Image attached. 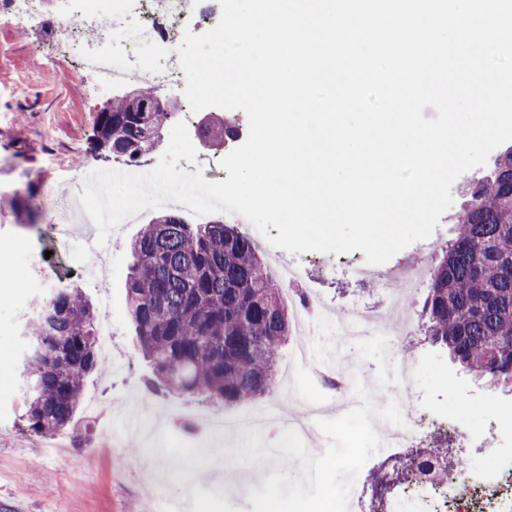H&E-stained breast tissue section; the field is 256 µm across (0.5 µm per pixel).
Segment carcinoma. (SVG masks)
I'll list each match as a JSON object with an SVG mask.
<instances>
[{
  "label": "carcinoma",
  "instance_id": "cac0c4a2",
  "mask_svg": "<svg viewBox=\"0 0 512 512\" xmlns=\"http://www.w3.org/2000/svg\"><path fill=\"white\" fill-rule=\"evenodd\" d=\"M138 108L133 98H113L112 111L99 113L95 150L133 155L172 122ZM203 134L227 146L240 128L226 120L224 132ZM456 224L429 271L425 333L467 371L512 387V146L476 181ZM131 251L128 308L152 386L226 404L268 392L290 318L252 240L228 224L194 226L169 213L146 225ZM95 323V309L68 287L33 317L25 408L35 432L70 422L83 378L97 367Z\"/></svg>",
  "mask_w": 512,
  "mask_h": 512
}]
</instances>
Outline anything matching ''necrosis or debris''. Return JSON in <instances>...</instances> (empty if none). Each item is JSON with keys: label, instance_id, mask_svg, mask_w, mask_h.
Listing matches in <instances>:
<instances>
[{"label": "necrosis or debris", "instance_id": "obj_1", "mask_svg": "<svg viewBox=\"0 0 512 512\" xmlns=\"http://www.w3.org/2000/svg\"><path fill=\"white\" fill-rule=\"evenodd\" d=\"M211 0H57L54 23L57 47L67 64L66 77L78 79L92 91L143 83L183 96L185 74L179 66L178 39L189 18H203ZM352 278L377 279L389 305L386 311L363 314L355 308L330 309L311 304L308 330L324 325L331 329L337 347L366 343L393 332L398 338L410 335L407 316L401 315L399 290L393 288L387 272L358 262L350 269ZM326 377L339 379L347 409L363 413L370 428V445L376 452L406 448L415 444L419 426L413 415L404 413L407 387L413 378L411 362L397 357L389 376L377 375L370 366L351 363L326 370ZM294 394L304 412L284 421L280 403L229 415H212L202 423L207 440L227 434L252 435L282 425L281 447L298 446L313 433L314 414L320 413L317 399L302 388ZM493 462L481 480H471L466 460L448 467L443 483L429 482L417 490L385 500L382 512H433L435 500H442L448 512H512V448H497Z\"/></svg>", "mask_w": 512, "mask_h": 512}]
</instances>
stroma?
Instances as JSON below:
<instances>
[{"label":"stroma","mask_w":512,"mask_h":512,"mask_svg":"<svg viewBox=\"0 0 512 512\" xmlns=\"http://www.w3.org/2000/svg\"><path fill=\"white\" fill-rule=\"evenodd\" d=\"M53 33L49 24L39 29L0 25V94L11 96L0 110V353L8 359L7 374L0 378V512H158L152 499L157 484L164 486L169 500L184 503L186 512H251L250 500L271 497L277 512H291L300 500L309 512H336V488L355 450L368 446L362 418L325 417L322 425L331 440L316 455L301 447L281 451L270 431L217 443L221 463L206 471L201 460L186 458V448L198 437L194 420L224 411L225 405L178 395L159 403L144 384L152 369L131 326L126 281L133 263L130 245L159 217V210L129 218L107 241L112 255L108 288L93 287L76 276V267L87 262V255L62 243L50 226L78 199L83 189L80 172L106 165L95 153L93 140L97 117L112 94L89 97L78 82L64 80ZM483 173L478 167L462 174L452 186L449 212L431 236L397 253L387 269L434 265L442 245L453 236L449 218L462 211L467 184ZM17 190L31 198L32 224L22 225L11 212L9 199ZM256 248L263 261L274 258L301 268L298 293L312 289L335 307L354 305L365 313L385 307V295L374 282H357L348 273L349 265L364 261L361 251L292 254L273 250L268 241ZM70 285L81 288L99 314L111 316L112 357L85 377L79 405L63 430L64 445L56 448L51 436L30 428L25 416L23 361L34 310L49 303L58 288ZM425 293V288H417L403 304L413 322L402 346L416 363L411 411L424 441L436 439L443 427L462 434L461 447L477 473L491 456L479 441L485 429L496 430L502 447L512 448V389L475 381L430 344L419 317ZM93 398L117 425L133 414L155 418L163 452L146 453L147 441L137 433L105 446L88 407ZM258 453L271 457L269 467H255ZM283 453L291 458L286 468L277 462ZM408 454L405 448L386 459L367 453L368 473L386 476L388 484L378 490L363 483L354 512H373L378 500L413 490V483L398 480L395 472Z\"/></svg>","instance_id":"1"}]
</instances>
